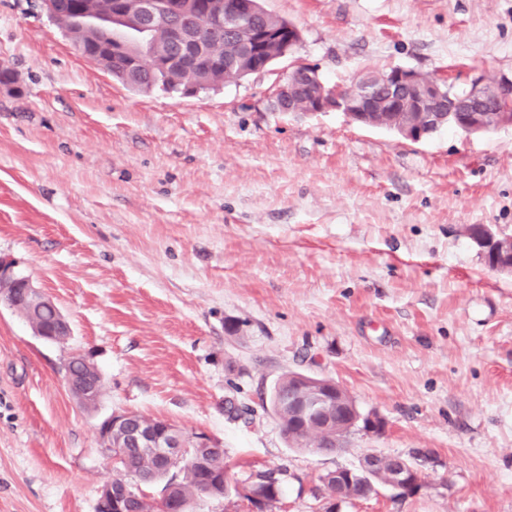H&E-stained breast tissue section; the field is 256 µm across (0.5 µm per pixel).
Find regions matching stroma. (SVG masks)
Listing matches in <instances>:
<instances>
[{
    "mask_svg": "<svg viewBox=\"0 0 512 512\" xmlns=\"http://www.w3.org/2000/svg\"><path fill=\"white\" fill-rule=\"evenodd\" d=\"M301 30L270 72L192 95L124 85L38 0H0V257L69 319L62 343L0 304V512H95L115 412L212 438L230 483L285 472L272 512H324L364 455L431 459L422 487L339 512H512V274L470 229L512 235V125L414 142L343 112H278L298 64L330 86L403 67L512 86V0H261ZM103 381L71 396L64 363ZM333 379L382 433L289 447L282 374ZM251 411L224 413L225 400ZM131 418L130 412H122L112 414L111 416L104 419L99 426V434L102 439L105 450L112 455V444L109 439H112V432L119 430L120 427L127 426V420Z\"/></svg>",
    "mask_w": 512,
    "mask_h": 512,
    "instance_id": "1",
    "label": "stroma"
}]
</instances>
